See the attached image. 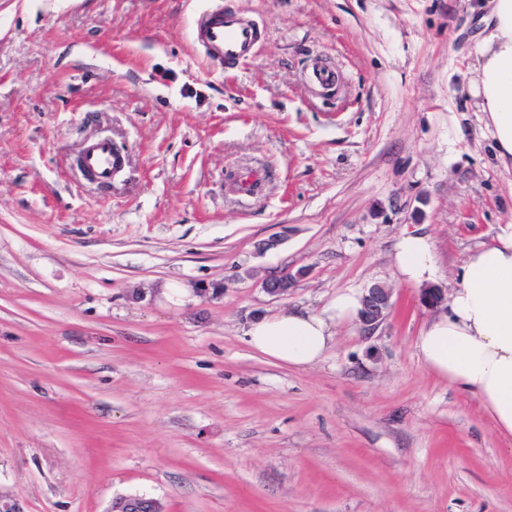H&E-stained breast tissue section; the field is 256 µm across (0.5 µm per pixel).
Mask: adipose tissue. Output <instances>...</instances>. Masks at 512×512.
Wrapping results in <instances>:
<instances>
[{
    "instance_id": "adipose-tissue-1",
    "label": "adipose tissue",
    "mask_w": 512,
    "mask_h": 512,
    "mask_svg": "<svg viewBox=\"0 0 512 512\" xmlns=\"http://www.w3.org/2000/svg\"><path fill=\"white\" fill-rule=\"evenodd\" d=\"M489 29L480 45L469 90L503 167L512 166V0H492ZM394 274L417 286L435 282L433 246L421 234L397 242ZM362 296L338 293L320 314L291 312L252 322L249 346L268 361L307 369L321 362L332 328L356 317ZM415 347L424 367L464 395L479 399L497 432L512 438V224L499 225L490 242L472 250L445 311L422 329Z\"/></svg>"
}]
</instances>
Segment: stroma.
Wrapping results in <instances>:
<instances>
[{"label":"stroma","mask_w":512,"mask_h":512,"mask_svg":"<svg viewBox=\"0 0 512 512\" xmlns=\"http://www.w3.org/2000/svg\"><path fill=\"white\" fill-rule=\"evenodd\" d=\"M208 3L0 0V492L24 512H512V441L424 368L435 311L394 275L416 232L449 293L512 223L467 89L489 0H224L263 29L230 71L193 41ZM317 63L334 91L305 81ZM98 137L125 155L106 186L77 166ZM286 272L288 295L263 290ZM375 283L386 319L336 327L315 367L246 343ZM160 512L159 503L144 496L121 498L112 506L111 512Z\"/></svg>","instance_id":"stroma-1"}]
</instances>
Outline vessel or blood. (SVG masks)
Returning a JSON list of instances; mask_svg holds the SVG:
<instances>
[{"label": "vessel or blood", "instance_id": "1", "mask_svg": "<svg viewBox=\"0 0 512 512\" xmlns=\"http://www.w3.org/2000/svg\"><path fill=\"white\" fill-rule=\"evenodd\" d=\"M193 38L211 62L232 64L252 57L260 31L253 21L240 12L214 0L212 6L196 17ZM80 164L90 179L106 185L113 174L120 171L124 158L113 149L111 140L100 139L85 147Z\"/></svg>", "mask_w": 512, "mask_h": 512}]
</instances>
